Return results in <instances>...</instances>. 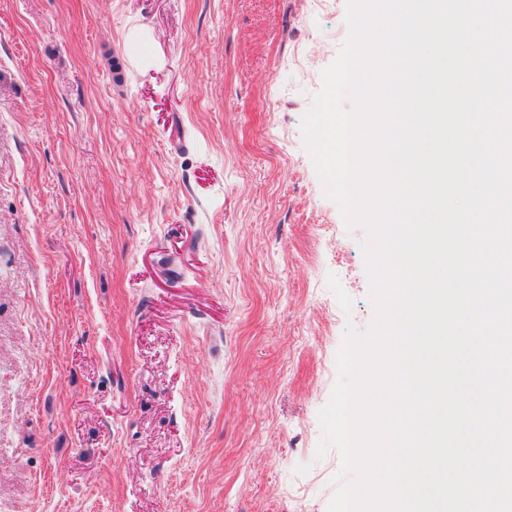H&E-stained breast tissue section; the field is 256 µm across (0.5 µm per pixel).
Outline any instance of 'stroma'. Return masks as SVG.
<instances>
[{"label":"stroma","instance_id":"obj_1","mask_svg":"<svg viewBox=\"0 0 512 512\" xmlns=\"http://www.w3.org/2000/svg\"><path fill=\"white\" fill-rule=\"evenodd\" d=\"M347 0H0V512H327L360 247L301 120Z\"/></svg>","mask_w":512,"mask_h":512}]
</instances>
